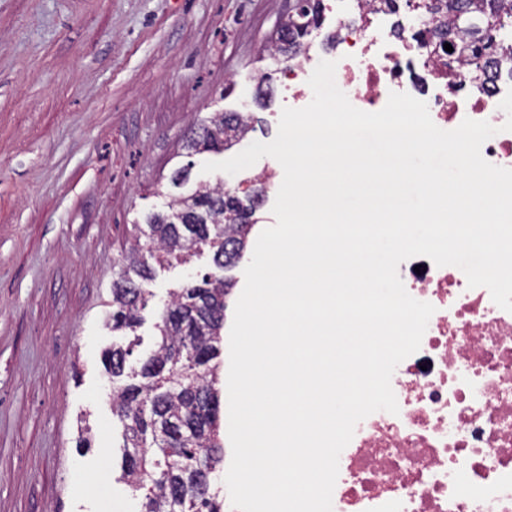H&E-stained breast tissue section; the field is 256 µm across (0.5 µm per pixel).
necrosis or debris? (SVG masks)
<instances>
[{"mask_svg": "<svg viewBox=\"0 0 512 512\" xmlns=\"http://www.w3.org/2000/svg\"><path fill=\"white\" fill-rule=\"evenodd\" d=\"M327 10L335 18V82L354 107L376 112L390 92H405L426 103L440 129L467 118L489 122L498 132L481 154L512 168V131L500 107L512 77H448L421 47L431 24L414 0L393 12L328 0ZM321 47L308 42L285 64L289 107L311 102L308 79ZM398 274L435 311L419 350L392 376L398 414H370L342 451L333 512H512V312L487 288L468 287L458 267L415 256Z\"/></svg>", "mask_w": 512, "mask_h": 512, "instance_id": "4bbe7bcc", "label": "necrosis or debris"}]
</instances>
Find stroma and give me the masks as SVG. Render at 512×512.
Here are the masks:
<instances>
[{
	"label": "stroma",
	"instance_id": "1",
	"mask_svg": "<svg viewBox=\"0 0 512 512\" xmlns=\"http://www.w3.org/2000/svg\"><path fill=\"white\" fill-rule=\"evenodd\" d=\"M294 5L0 0V512H138L101 363L118 260L134 220L165 210L195 123L245 108L250 141L276 137L286 80L266 49ZM243 149L195 155L190 180L234 187L269 172L259 233L276 222L281 165L202 170ZM212 269L206 251L157 269L144 345L169 291Z\"/></svg>",
	"mask_w": 512,
	"mask_h": 512
}]
</instances>
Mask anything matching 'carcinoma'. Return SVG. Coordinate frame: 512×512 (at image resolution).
Here are the masks:
<instances>
[{
  "instance_id": "carcinoma-1",
  "label": "carcinoma",
  "mask_w": 512,
  "mask_h": 512,
  "mask_svg": "<svg viewBox=\"0 0 512 512\" xmlns=\"http://www.w3.org/2000/svg\"><path fill=\"white\" fill-rule=\"evenodd\" d=\"M434 21L426 46L444 49L482 70L509 62L512 73V0H426ZM288 16V51L297 55L309 27L321 24V0H303ZM239 112H220L204 121L183 146L186 156L231 148L249 129ZM168 213L146 218L122 255L112 283L105 326L128 336L143 324L154 270L186 263L207 249L220 270L243 258L255 223L237 193L201 185L174 199ZM234 282L210 273L172 292L155 323L150 352L136 350L138 339L112 344L102 365L112 380V421L122 430V471L142 492L139 512H224L221 489L213 486L224 462L220 430V344L225 298Z\"/></svg>"
}]
</instances>
